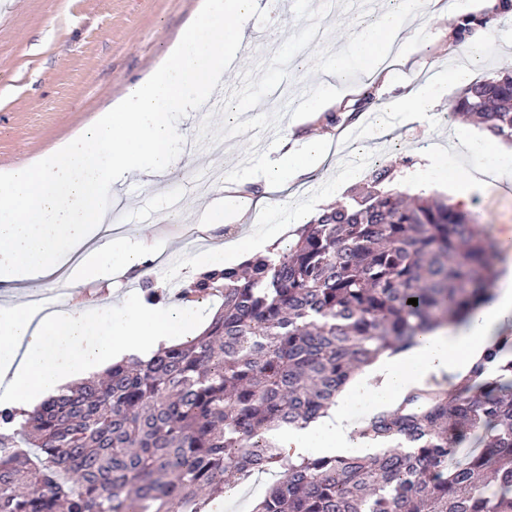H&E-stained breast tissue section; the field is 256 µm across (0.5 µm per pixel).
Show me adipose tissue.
Listing matches in <instances>:
<instances>
[{
  "instance_id": "obj_1",
  "label": "adipose tissue",
  "mask_w": 512,
  "mask_h": 512,
  "mask_svg": "<svg viewBox=\"0 0 512 512\" xmlns=\"http://www.w3.org/2000/svg\"><path fill=\"white\" fill-rule=\"evenodd\" d=\"M262 0H205L196 20L183 31L167 60L142 81L128 86L114 108L97 117L85 135L70 139L34 165H21L0 177V288L31 291L52 282L61 292L56 307L0 303V406L33 410L45 398L75 380L108 369L135 355L149 359L160 347L184 340L200 325L198 311L174 302L166 306L128 304L94 315L74 303L79 287L129 275L139 278L151 245L134 249L110 234L104 196L114 179L166 177L176 131L170 111L212 97L228 58L237 54L240 24L261 9ZM419 0L381 13L376 22L356 30L351 18L339 27L350 35L352 53L339 56L320 79L307 109L318 112L335 100L334 73L359 66L384 53L387 36L420 14ZM466 71L437 73L409 94L392 97L389 106L416 120L464 84ZM331 140L305 139L294 146L282 138L271 165L265 194L214 185V203L206 222L216 228L241 221L245 214L264 216L274 193L288 181L308 175L327 160ZM512 178V165L474 167L450 179L455 203L469 206L474 192ZM504 262L491 300L477 307L459 326H440L421 334L410 348L382 356L348 384L327 415L284 437L293 458L325 448L342 455L360 446L357 423L349 408L365 398L375 409H391L410 392L428 384L458 382L495 339L512 327V240L502 241Z\"/></svg>"
}]
</instances>
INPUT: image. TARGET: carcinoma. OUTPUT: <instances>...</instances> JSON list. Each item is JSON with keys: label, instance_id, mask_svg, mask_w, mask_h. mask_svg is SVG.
<instances>
[{"label": "carcinoma", "instance_id": "cac0c4a2", "mask_svg": "<svg viewBox=\"0 0 512 512\" xmlns=\"http://www.w3.org/2000/svg\"><path fill=\"white\" fill-rule=\"evenodd\" d=\"M451 115L512 143V73L470 84ZM392 179L372 169L287 247L183 289L222 299L197 338L115 363L28 417L0 407V512H207L227 479L274 467L284 476L253 512H512V336L453 392L369 418L361 436L382 447L369 459L297 463L272 436L490 292L499 241L444 199L404 202ZM469 437L478 450L448 466Z\"/></svg>", "mask_w": 512, "mask_h": 512}]
</instances>
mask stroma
I'll return each instance as SVG.
<instances>
[{
  "instance_id": "1",
  "label": "stroma",
  "mask_w": 512,
  "mask_h": 512,
  "mask_svg": "<svg viewBox=\"0 0 512 512\" xmlns=\"http://www.w3.org/2000/svg\"><path fill=\"white\" fill-rule=\"evenodd\" d=\"M315 0H288L278 18L258 15L245 24L241 53L243 68L224 75V99L235 110L218 112L186 108L169 115L177 137L171 145L172 171L161 189L137 180L112 188L116 207L150 200L159 217L155 224L128 226L131 239L153 241L159 255L179 249L181 228L201 221L204 200L186 193L178 212L168 209L170 193L184 182L205 175L211 167L208 155L186 152L189 140L222 138L220 163L224 180L242 184L244 191L260 192L264 177L277 156L281 138H339L352 117L366 116L389 100L390 92H408L429 81L447 67H465L471 80L512 71V20L486 7L485 0H469L472 11L486 19L490 32L489 55L476 62L454 56L455 36L448 21L428 25L420 17L405 29L406 50L383 66L382 80H365L343 72L336 82L340 93L330 112L338 117L328 123L327 113L287 112L268 105V98L285 81L317 85L337 55L349 45L337 42L332 24L349 13L345 0H333L332 9L316 14ZM201 0H0V172L33 164L79 130L88 128L99 113L113 104L128 85L143 79L162 64L177 42L186 22L197 15ZM250 86L249 97L234 95L236 83ZM462 87L449 88L427 117L417 122L403 119L373 137L363 138L366 160L361 174L371 170L370 159L391 167L394 191L408 196H447V189L422 182L424 153L441 151L453 157L456 168L473 167L470 157L456 154L451 137L453 123L445 115L462 95ZM337 179V161L329 159L305 184L289 187L288 206L275 221L242 223L232 227L233 237L261 236L292 221L293 213L314 196L327 193ZM469 212L494 235L512 230V194L500 189L476 194ZM143 282L118 278L112 284L84 286L85 297L99 308L118 307L123 301L143 298Z\"/></svg>"
}]
</instances>
